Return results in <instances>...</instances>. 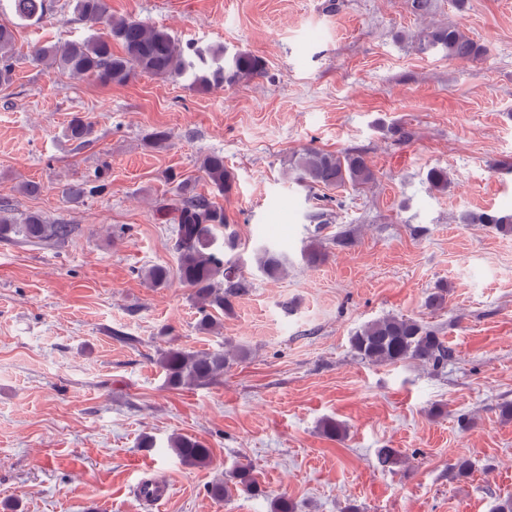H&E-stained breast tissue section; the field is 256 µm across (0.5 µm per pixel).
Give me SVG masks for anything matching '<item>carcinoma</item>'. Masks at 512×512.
I'll return each instance as SVG.
<instances>
[{
    "mask_svg": "<svg viewBox=\"0 0 512 512\" xmlns=\"http://www.w3.org/2000/svg\"><path fill=\"white\" fill-rule=\"evenodd\" d=\"M14 14L25 20L40 22L50 10V0H10ZM74 9L87 23H105L108 36L83 42L37 45L31 52L32 61L48 70H57L73 78L93 79L101 84H124L136 73L161 77L188 78L190 85L200 90L232 87L264 76L263 58L247 51L230 56L222 50H202L182 46L170 32L149 23L129 17H114L108 13L106 0H76ZM122 47L117 54L112 42ZM15 36L10 25L0 23V85L12 78ZM411 49L420 54L441 52L453 59L481 61L487 47L471 38L460 26L448 23H429L411 37ZM95 133L89 118L79 114L69 121L65 136L81 147L88 144ZM200 170L220 195L232 189V174L224 167V156L210 153L200 160ZM288 175L311 189L350 186L363 189L376 180L374 170L364 154L358 150L333 153L306 148L289 159ZM176 182L177 198L161 209L171 215L175 224L173 249L177 254L175 270L162 265L147 269L143 279L153 287H162L175 277L191 291L200 318L198 327L212 331L220 326L216 313L232 311L233 300L248 291V283L235 264L224 258V253L239 246L237 232L230 229L224 207L198 193L187 179L172 174ZM429 185L443 191L448 188V171L432 168L427 173ZM103 180L70 184L63 189L69 198L93 196L105 191ZM461 224H485L504 235L512 234V214L488 211H467L458 217ZM70 232L67 224H49L41 215L30 213L22 219L0 209V240H23L45 243L65 239ZM258 270L267 278L278 280L288 273V257L274 249L262 246L255 251ZM351 346L357 357L372 363H400L406 361L429 365L438 370L455 358V350L447 345L437 330L413 319L386 315L371 321L351 337ZM246 352L230 343L219 351H187L170 347L161 351L159 364L165 373V383L174 389L203 387L217 382L232 361L245 357ZM180 459L192 465H207L211 452L204 443L186 435L171 439ZM473 462L465 454L456 456L448 464L451 478L467 475ZM257 495L261 492L256 471L248 463L239 464L230 478L211 484L208 494L222 500L232 492Z\"/></svg>",
    "mask_w": 512,
    "mask_h": 512,
    "instance_id": "obj_1",
    "label": "carcinoma"
}]
</instances>
